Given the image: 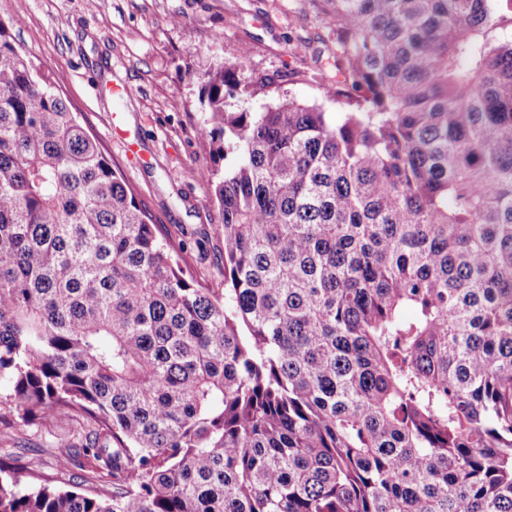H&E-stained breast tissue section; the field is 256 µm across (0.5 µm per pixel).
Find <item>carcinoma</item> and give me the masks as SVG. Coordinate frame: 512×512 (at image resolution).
I'll list each match as a JSON object with an SVG mask.
<instances>
[{
	"mask_svg": "<svg viewBox=\"0 0 512 512\" xmlns=\"http://www.w3.org/2000/svg\"><path fill=\"white\" fill-rule=\"evenodd\" d=\"M322 101L207 71L206 288L0 21V394L97 489L0 512H512V0H311Z\"/></svg>",
	"mask_w": 512,
	"mask_h": 512,
	"instance_id": "1",
	"label": "carcinoma"
}]
</instances>
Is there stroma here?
I'll list each match as a JSON object with an SVG mask.
<instances>
[{"label": "stroma", "mask_w": 512, "mask_h": 512, "mask_svg": "<svg viewBox=\"0 0 512 512\" xmlns=\"http://www.w3.org/2000/svg\"><path fill=\"white\" fill-rule=\"evenodd\" d=\"M181 17V25L170 22ZM22 18L20 47L48 69L151 213L159 234L181 252L208 288L224 285L223 216L213 202L215 166L199 137L198 101L206 70L251 56L245 83L269 80L271 92L247 100L260 110L272 94L316 101L306 79L318 65L327 23L306 0H0V20ZM130 90L115 103L111 89ZM73 423L0 424V460H20L65 487L86 474L58 469Z\"/></svg>", "instance_id": "35a3bbf8"}]
</instances>
